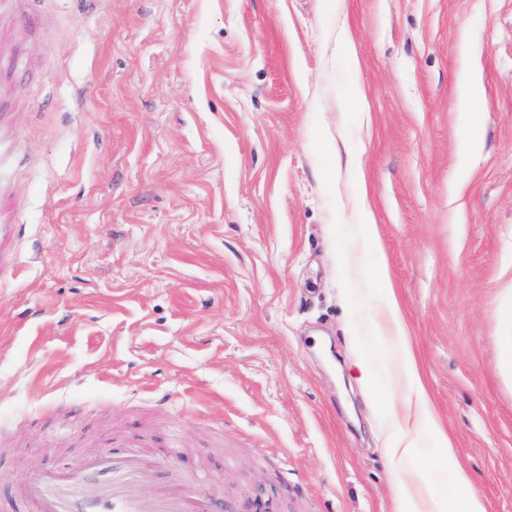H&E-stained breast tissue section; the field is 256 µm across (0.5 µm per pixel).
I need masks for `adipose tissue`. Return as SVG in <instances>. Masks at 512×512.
Wrapping results in <instances>:
<instances>
[{
	"mask_svg": "<svg viewBox=\"0 0 512 512\" xmlns=\"http://www.w3.org/2000/svg\"><path fill=\"white\" fill-rule=\"evenodd\" d=\"M373 280L379 290L382 320L372 334L387 344L386 358L407 386L383 415L389 425L385 457L401 472L395 483L397 512H488L486 499L474 492L470 472L459 460L452 439L432 408L386 268L375 267ZM425 433L432 437L442 457L441 465L433 468L419 462L417 456V446ZM441 482L452 486L451 497L439 496L436 486Z\"/></svg>",
	"mask_w": 512,
	"mask_h": 512,
	"instance_id": "adipose-tissue-1",
	"label": "adipose tissue"
}]
</instances>
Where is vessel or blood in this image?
Listing matches in <instances>:
<instances>
[{"label": "vessel or blood", "mask_w": 512, "mask_h": 512, "mask_svg": "<svg viewBox=\"0 0 512 512\" xmlns=\"http://www.w3.org/2000/svg\"><path fill=\"white\" fill-rule=\"evenodd\" d=\"M195 475L183 472L176 451L159 455L137 438L113 453L94 452L67 471L30 472L15 482L28 512H211L205 498L189 486ZM150 484L151 495L139 494Z\"/></svg>", "instance_id": "obj_1"}]
</instances>
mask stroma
Returning <instances> with one entry per match:
<instances>
[{
  "instance_id": "35a3bbf8",
  "label": "stroma",
  "mask_w": 512,
  "mask_h": 512,
  "mask_svg": "<svg viewBox=\"0 0 512 512\" xmlns=\"http://www.w3.org/2000/svg\"><path fill=\"white\" fill-rule=\"evenodd\" d=\"M1 224L27 231L0 279V512H26L16 473L135 426L212 512H397L349 369L379 265L475 491L512 512V0H13Z\"/></svg>"
}]
</instances>
